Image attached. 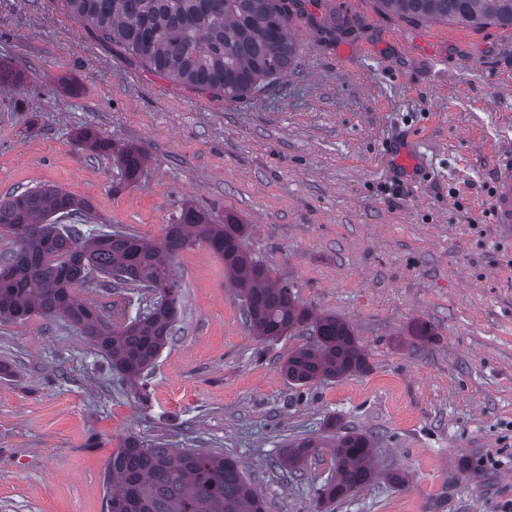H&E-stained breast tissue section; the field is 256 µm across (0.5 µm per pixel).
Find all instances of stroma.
I'll return each instance as SVG.
<instances>
[{
  "label": "stroma",
  "instance_id": "stroma-1",
  "mask_svg": "<svg viewBox=\"0 0 512 512\" xmlns=\"http://www.w3.org/2000/svg\"><path fill=\"white\" fill-rule=\"evenodd\" d=\"M279 85L230 100L148 71L61 0H0V198L54 185L96 224L161 240L190 205L245 224L244 248L298 302L346 320L370 370L298 388L305 330L253 336L224 261L180 252L178 330L147 403L65 319L0 323V512H106L105 472L134 434L233 455L270 512H316L328 451L301 480L272 467L299 438L364 431L377 481L327 512H503L512 503V240L487 221L495 148L512 145L503 28L420 20L377 0H303ZM146 156L127 183L76 140ZM126 324L149 292L75 286ZM427 323L428 340L410 328ZM405 473L394 487L386 472Z\"/></svg>",
  "mask_w": 512,
  "mask_h": 512
}]
</instances>
